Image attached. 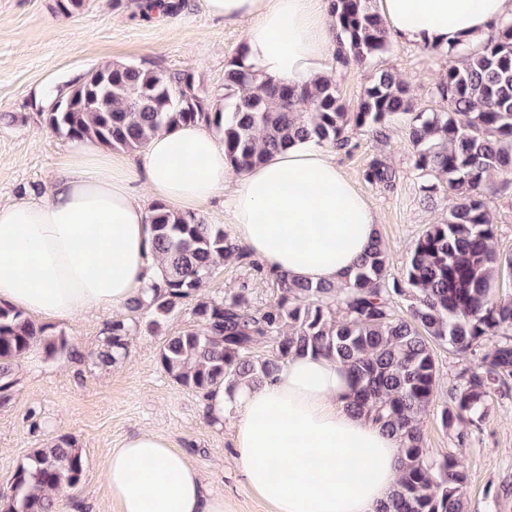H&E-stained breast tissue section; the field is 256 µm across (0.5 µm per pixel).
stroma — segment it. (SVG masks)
<instances>
[{"label": "stroma", "instance_id": "obj_1", "mask_svg": "<svg viewBox=\"0 0 512 512\" xmlns=\"http://www.w3.org/2000/svg\"><path fill=\"white\" fill-rule=\"evenodd\" d=\"M175 15L142 20L135 0H90L79 15L54 13L53 0H0V199L46 202L59 158L69 139L46 127L37 115L42 93L63 90L92 67L106 62L146 64L168 71H189L206 91H222L224 66L243 44V24L210 16L204 0H183ZM460 54L434 55L422 47L392 40L388 52L363 67L337 70L326 55V72L335 73L348 111H355L373 73L392 69L410 83L418 112H442L446 105L436 86ZM350 152H335L336 166L378 213V234L399 273L414 241L426 226L446 216L450 200L438 195L420 202V178L403 121H395L385 139L364 134L353 138ZM397 172L391 189L371 186L363 173L374 159ZM248 288L253 306L276 300L279 291L251 267L217 271L201 294L219 299ZM192 302L171 315L161 335L139 330L124 359L100 367L94 357L103 344L114 313L101 309L75 317L45 321L51 336L66 337L73 354L47 357L33 348L15 367L8 401H0V493L32 449L59 436L76 439L85 466L82 481L57 500L58 512H115L104 479L105 462L124 438L144 429L167 437L183 449L204 482L224 494V512H270L236 472L232 452L236 416L214 423L202 394L176 384L158 362L164 336L192 325ZM439 368L435 409L421 420L430 453L458 451L469 467L471 512H512V388L494 399L489 416L466 446L457 448L442 428L436 409L464 366L447 347L434 346Z\"/></svg>", "mask_w": 512, "mask_h": 512}]
</instances>
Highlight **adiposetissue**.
<instances>
[{"label":"adipose tissue","instance_id":"1","mask_svg":"<svg viewBox=\"0 0 512 512\" xmlns=\"http://www.w3.org/2000/svg\"><path fill=\"white\" fill-rule=\"evenodd\" d=\"M211 16L247 20L245 63L261 77L298 86L323 74L336 43L331 0H205ZM392 38L418 45L476 44L512 0H378ZM232 169L214 136L196 125L158 133L139 162L89 140L73 141L41 204L0 202V302L42 320L107 308L144 296L151 259L149 211L133 191L174 209L218 194ZM224 208L239 242L291 279L339 284L378 229L371 203L332 156L304 142L237 176ZM348 369L325 356L289 358L257 386L217 389L209 418L238 415L234 460L272 512H377L399 479V445L349 411ZM105 481L117 512H224L188 455L143 431L109 455Z\"/></svg>","mask_w":512,"mask_h":512}]
</instances>
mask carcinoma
<instances>
[{"label":"carcinoma","instance_id":"carcinoma-1","mask_svg":"<svg viewBox=\"0 0 512 512\" xmlns=\"http://www.w3.org/2000/svg\"><path fill=\"white\" fill-rule=\"evenodd\" d=\"M87 2L55 0L54 12L70 18ZM332 2L336 64L363 66L389 50L374 0ZM437 91L446 111L415 113L409 84L382 69L349 112L336 75H320L302 87L273 83L250 72L241 55L225 65L218 97L189 72L105 63L39 109L40 120L62 137L130 153L163 129L205 123L217 131L225 159L237 172L302 142L349 149L352 134L380 137L394 117L408 115L414 168L430 178L421 185L422 200L431 203L441 193L452 198L446 219L427 225L399 275L390 273L389 253L378 239L340 285L290 280L255 262L224 228L155 202L148 222L158 279L149 300H131L128 317L112 319L98 362L110 365L126 355L144 308L151 313L147 330L156 333L194 299L196 324L166 337L158 352L161 367L177 384L206 396L220 385H258L293 356L332 358L351 373L348 407L399 442L400 478L379 512H470L463 458L432 456L420 420L435 401L434 344L472 357L439 412L458 447L467 444L512 381V298L497 292L499 279L512 270V253L499 250L486 202L512 184V20L493 26L481 45L468 47ZM364 179L391 188L396 172L375 159ZM236 265H249L276 283L277 299L254 308L245 287L221 299H195L216 270ZM401 302L407 303L405 315L397 312ZM37 345L50 356L69 353L64 337L46 334L23 311L0 303V398L9 394L16 362ZM262 345L271 348L270 355L257 354ZM83 471L76 441L53 439L15 470L5 512H57L53 493L77 486Z\"/></svg>","mask_w":512,"mask_h":512}]
</instances>
